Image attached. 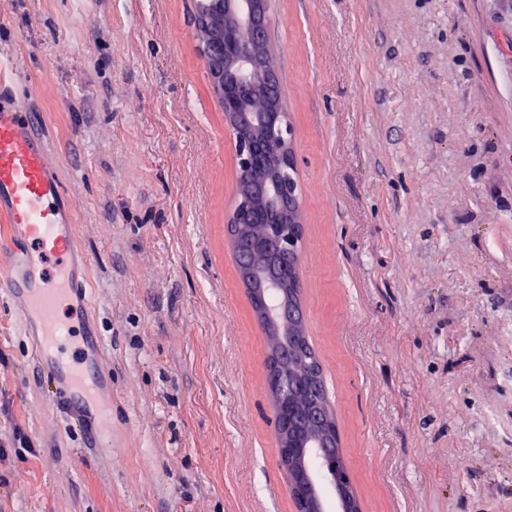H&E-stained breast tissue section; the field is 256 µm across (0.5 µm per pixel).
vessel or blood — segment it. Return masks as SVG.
Returning a JSON list of instances; mask_svg holds the SVG:
<instances>
[{
    "instance_id": "obj_1",
    "label": "vessel or blood",
    "mask_w": 512,
    "mask_h": 512,
    "mask_svg": "<svg viewBox=\"0 0 512 512\" xmlns=\"http://www.w3.org/2000/svg\"><path fill=\"white\" fill-rule=\"evenodd\" d=\"M0 217L10 243L0 258V291L19 305L37 339L33 355L55 402L103 446L112 439V389L100 372L103 343L87 327L78 276L89 258L63 208L36 115L12 93H0Z\"/></svg>"
}]
</instances>
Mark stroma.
<instances>
[{
	"label": "stroma",
	"instance_id": "35a3bbf8",
	"mask_svg": "<svg viewBox=\"0 0 512 512\" xmlns=\"http://www.w3.org/2000/svg\"><path fill=\"white\" fill-rule=\"evenodd\" d=\"M193 18L0 0V68L28 76L112 385L98 448L0 300V512H294ZM268 20L307 334L362 512H512V0H269Z\"/></svg>",
	"mask_w": 512,
	"mask_h": 512
}]
</instances>
